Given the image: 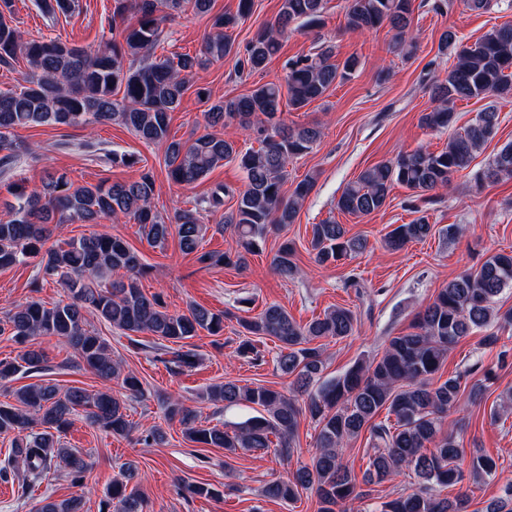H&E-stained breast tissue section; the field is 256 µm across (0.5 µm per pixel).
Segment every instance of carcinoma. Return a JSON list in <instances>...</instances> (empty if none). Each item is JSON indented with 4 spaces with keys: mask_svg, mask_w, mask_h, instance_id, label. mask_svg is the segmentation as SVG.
I'll use <instances>...</instances> for the list:
<instances>
[{
    "mask_svg": "<svg viewBox=\"0 0 512 512\" xmlns=\"http://www.w3.org/2000/svg\"><path fill=\"white\" fill-rule=\"evenodd\" d=\"M323 2L282 0L275 20L239 54L238 74L262 70L279 53L291 25H322ZM189 3L206 13L211 0H116L109 22L112 36L88 49L57 38L23 39L6 20L12 0H0V67L13 69L21 58L26 62V69L20 72V88L0 92L1 172H10L23 156L38 155L36 146L15 138L19 128L37 124L77 128L113 122L147 145L163 146L168 176L176 184H194L226 160L236 161L244 173L242 190L235 193L220 184L196 200L193 208L179 209L168 219L153 209L156 180L149 169L132 182L96 185H76L67 175L47 170L40 192H28L16 181L5 184L14 203L10 205L11 218L0 220V269L37 257L41 277L35 278L31 292H39L41 279L50 278L67 289V300L48 307L31 296L0 320V335L7 333L25 346L16 357L0 359V381L19 373L46 374V356L30 342L39 336H54L73 349L78 365L105 384L90 392L79 387L62 391L49 382L32 383L14 390L15 403L0 402V435H14L15 457L33 485L42 480L53 461L72 484H83L87 462L60 443V433L70 427L77 412L114 436L128 437L135 429L127 414V399L144 396L143 383L134 372H123L121 362L112 359L107 341L88 329V309L127 336H153L162 349L168 343L176 345L167 363L179 373L195 368L201 359L190 339L202 330L211 336L224 334L222 315L200 306L171 313L162 295H145L139 278L146 267L139 253L122 238L94 234L49 246L56 226L124 218L140 225L152 244L176 234L181 250L197 253V261L203 265L245 267L247 255L261 250L270 229L294 223L300 204L315 186L314 177L307 176L290 195L283 192L288 163L308 153L321 138V131L316 126L292 128L281 120L282 88H287L288 106L299 109L323 97L337 78L350 77L358 66L354 57L339 65L332 61V48H322L288 63L286 86L265 83L248 94L209 106L205 112L208 125H235L248 131L259 142L257 149L240 151L233 140L216 133L171 140V112L198 71L230 52L229 31L253 8V0H239L236 13L215 15L213 33L201 54L155 57L161 25ZM129 9L136 17L133 24L125 23ZM412 13L413 0H346L345 5L348 29L363 31L385 24L392 32L393 49L407 55L415 48ZM439 48L453 52L454 63L431 87L437 105L421 114L423 126L431 130L452 127L458 101L487 94L512 97V25L495 26L471 45L460 42L448 29L440 36ZM118 89L123 90L119 99L115 98ZM498 124L499 113L489 107L464 132L449 137L441 150L419 148L366 169L345 187L336 208L349 215H370L386 204L396 184L418 198H431V193L448 187L454 175L471 167L476 153L495 137ZM504 179H512V144L502 147L478 177L483 183ZM233 193L235 208L222 215L221 223L231 231L235 244L222 253L198 252L208 231L201 214L220 210L224 196ZM432 230L433 225L422 215L397 225L383 242L387 249L398 251L410 242L426 239ZM311 247L315 260L323 265L364 252L367 240L349 237L343 225L326 220L313 225ZM272 265L283 279L298 273L292 242L285 240L279 245ZM507 288H512V252L494 253L479 268L460 271L440 289L416 314L409 332L387 339L380 358L358 360L343 374L326 380L321 379V347L313 342L354 335L358 326L355 313L336 306L302 325L285 308L271 304L252 319H239L244 339L237 353L260 365L264 355L252 337L277 339V367L294 376L289 390L261 384L240 386L232 380L209 386L203 399L226 406L242 404L257 411L231 429L202 424L197 411L178 399L167 400L164 413L182 425L193 443L230 453L265 450L274 444L275 453L286 463L294 453L300 420L314 422L318 434L310 464L269 481L263 493L272 501L291 502L301 491L311 489L319 500V512H348L354 502L372 497L371 485L405 469L418 479V486L382 503L379 512H468L467 495L450 500L437 493L439 487L464 480L461 462L465 455L454 429H444L448 413L462 404V376L444 379L439 371L448 352L476 330H486L483 346L499 343L498 331L512 327V309L503 312L497 307L498 296ZM114 381L121 389L118 394L109 387ZM382 410L395 420H376ZM363 433L374 453L367 476L359 483L345 460L344 445ZM274 437L278 442L272 441ZM469 466L475 481L495 469L493 461L475 449ZM136 476V466L127 464L113 479L104 505L116 506V512H143L142 497L129 488ZM81 509L82 499L70 498L48 502L39 512ZM484 512H512V486L488 503Z\"/></svg>",
    "mask_w": 512,
    "mask_h": 512,
    "instance_id": "1",
    "label": "carcinoma"
}]
</instances>
